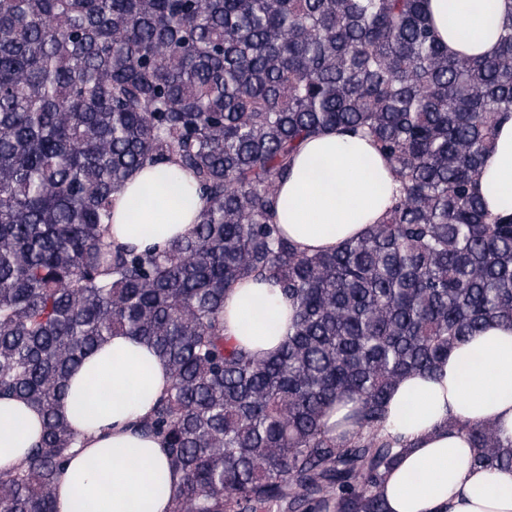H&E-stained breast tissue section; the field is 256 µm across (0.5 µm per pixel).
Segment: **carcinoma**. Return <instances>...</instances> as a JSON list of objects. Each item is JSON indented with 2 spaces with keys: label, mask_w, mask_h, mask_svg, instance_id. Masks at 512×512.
<instances>
[{
  "label": "carcinoma",
  "mask_w": 512,
  "mask_h": 512,
  "mask_svg": "<svg viewBox=\"0 0 512 512\" xmlns=\"http://www.w3.org/2000/svg\"><path fill=\"white\" fill-rule=\"evenodd\" d=\"M427 0H0V398L42 415L0 472V512H56L79 444L56 414L110 336L171 382L138 430L184 482L171 512H387L406 447L384 403L490 322L512 326V214L475 191L512 116V16L491 56H450ZM372 139L399 187L331 253L274 224L300 143ZM147 164L207 201L163 249L112 243L113 197ZM272 281L293 308L279 351L224 335V292ZM358 402L351 437L333 403ZM484 469L512 467L492 424L451 421ZM357 403L353 401L334 404L325 418L326 429L330 435L339 436L344 433L352 432L354 426V415L356 413Z\"/></svg>",
  "instance_id": "obj_1"
}]
</instances>
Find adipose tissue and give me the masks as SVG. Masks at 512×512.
Here are the masks:
<instances>
[{
    "label": "adipose tissue",
    "instance_id": "1",
    "mask_svg": "<svg viewBox=\"0 0 512 512\" xmlns=\"http://www.w3.org/2000/svg\"><path fill=\"white\" fill-rule=\"evenodd\" d=\"M432 25L449 54L489 55L488 16L512 14V0H429ZM477 187L490 215L512 213V119L500 124ZM397 188L374 144L339 130L305 141L278 186L273 220L301 250L333 252L379 223ZM205 202L189 174L146 165L114 196L112 237L141 249L190 235ZM292 308L277 287L245 279L224 294V333L256 353H276ZM170 383L166 364L135 337L117 335L87 354L58 404L81 444L56 478V512H169L182 475L161 439L132 427ZM391 432L408 447L383 488L388 512H512V468L474 465L457 419L491 423L512 441V327L488 324L456 346L434 374L412 373L386 404ZM42 417L19 398L0 399V471L20 464Z\"/></svg>",
    "mask_w": 512,
    "mask_h": 512
}]
</instances>
